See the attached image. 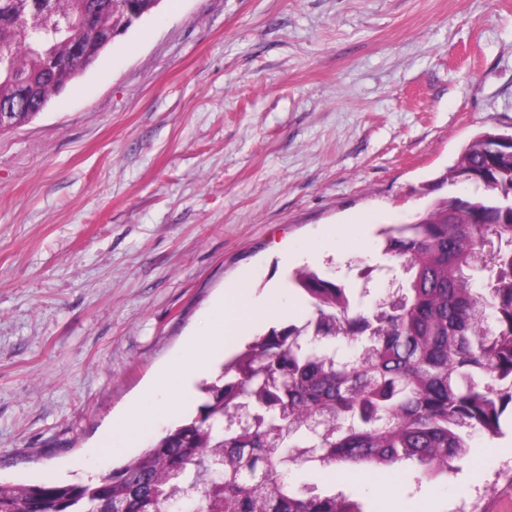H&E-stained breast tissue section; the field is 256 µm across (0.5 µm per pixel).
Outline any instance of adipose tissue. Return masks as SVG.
<instances>
[{
    "mask_svg": "<svg viewBox=\"0 0 512 512\" xmlns=\"http://www.w3.org/2000/svg\"><path fill=\"white\" fill-rule=\"evenodd\" d=\"M218 327L213 332L193 338L185 350L179 369L172 374L162 373L158 381L166 383L176 380L179 398L175 401H161V413H172L178 410L180 401L191 398L192 380L196 375L207 372L213 365L215 350L232 342L239 329L252 320L249 309L234 292H225L222 301L216 308Z\"/></svg>",
    "mask_w": 512,
    "mask_h": 512,
    "instance_id": "obj_1",
    "label": "adipose tissue"
}]
</instances>
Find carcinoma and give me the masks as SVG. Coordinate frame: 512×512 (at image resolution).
I'll return each instance as SVG.
<instances>
[{"label": "carcinoma", "instance_id": "carcinoma-1", "mask_svg": "<svg viewBox=\"0 0 512 512\" xmlns=\"http://www.w3.org/2000/svg\"><path fill=\"white\" fill-rule=\"evenodd\" d=\"M114 0H0V98L10 79L29 106L60 94L86 66L63 37L87 16L127 32ZM54 55L60 73L42 64ZM478 134L440 185L492 182L471 197L440 196L415 221L384 228L383 252L406 284L368 311L334 281L301 271L313 314L257 337L204 383L198 412L94 483L0 481V512H364L343 495L298 491L292 465H416L421 482L454 470L476 434L494 437L512 406V155ZM489 269L477 288L472 271Z\"/></svg>", "mask_w": 512, "mask_h": 512}]
</instances>
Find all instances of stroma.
Listing matches in <instances>:
<instances>
[{
    "label": "stroma",
    "instance_id": "35a3bbf8",
    "mask_svg": "<svg viewBox=\"0 0 512 512\" xmlns=\"http://www.w3.org/2000/svg\"><path fill=\"white\" fill-rule=\"evenodd\" d=\"M512 131V0H162L30 123L0 135V478L98 480L99 435L214 329L303 323L308 268L385 296L380 226L412 223L473 137ZM377 267L363 281V266ZM449 476L312 463L364 512H512V414Z\"/></svg>",
    "mask_w": 512,
    "mask_h": 512
}]
</instances>
